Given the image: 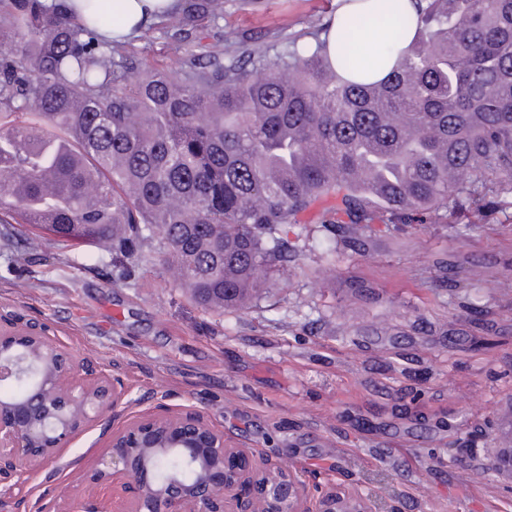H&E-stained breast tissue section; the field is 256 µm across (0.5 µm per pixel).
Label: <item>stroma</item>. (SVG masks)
Returning <instances> with one entry per match:
<instances>
[{
    "label": "stroma",
    "instance_id": "stroma-1",
    "mask_svg": "<svg viewBox=\"0 0 512 512\" xmlns=\"http://www.w3.org/2000/svg\"><path fill=\"white\" fill-rule=\"evenodd\" d=\"M330 0H224V19L186 42L158 33L127 46L149 66L235 36L311 42ZM489 197L469 223L474 198ZM324 198L289 225L288 278L249 307L197 304L144 242L136 276L109 255L63 246L26 224H4L19 255L0 250V313L43 324L75 359L118 377L125 397L113 430L165 406L202 412L226 441L281 459L303 479L370 495L400 512H512V478L487 464L512 441V193L480 187L448 202L453 224L372 227L364 249L329 247L317 226ZM457 258L448 287L438 261ZM109 443L102 427L76 433L32 477L29 512L59 492Z\"/></svg>",
    "mask_w": 512,
    "mask_h": 512
}]
</instances>
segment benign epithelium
<instances>
[{
    "instance_id": "obj_1",
    "label": "benign epithelium",
    "mask_w": 512,
    "mask_h": 512,
    "mask_svg": "<svg viewBox=\"0 0 512 512\" xmlns=\"http://www.w3.org/2000/svg\"><path fill=\"white\" fill-rule=\"evenodd\" d=\"M82 367L35 322L0 314V484L24 488L32 476L75 433L96 424L111 426L125 392L120 379L99 376L87 384L68 380ZM35 379L23 397L10 387L27 373ZM176 450L197 473L193 481L160 480L155 461ZM494 472L512 474V448L500 449L490 463ZM127 479L129 494L121 512H373L370 500L338 489L312 496L308 483L282 460L257 458L234 446L198 413L149 414L112 433L108 450L75 481L97 487ZM63 512H104L95 495Z\"/></svg>"
}]
</instances>
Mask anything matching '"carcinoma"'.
Instances as JSON below:
<instances>
[{
	"instance_id": "carcinoma-1",
	"label": "carcinoma",
	"mask_w": 512,
	"mask_h": 512,
	"mask_svg": "<svg viewBox=\"0 0 512 512\" xmlns=\"http://www.w3.org/2000/svg\"><path fill=\"white\" fill-rule=\"evenodd\" d=\"M412 39L384 81L350 82L360 21L325 42L247 44L156 70L119 53L66 0H0V224H30L111 255L128 279L158 240L194 300L246 306L288 261L282 228L322 196L319 220L365 246L370 224L432 223L448 199L512 190V0H413ZM175 36L224 19L179 0ZM156 474L187 478L179 459Z\"/></svg>"
}]
</instances>
